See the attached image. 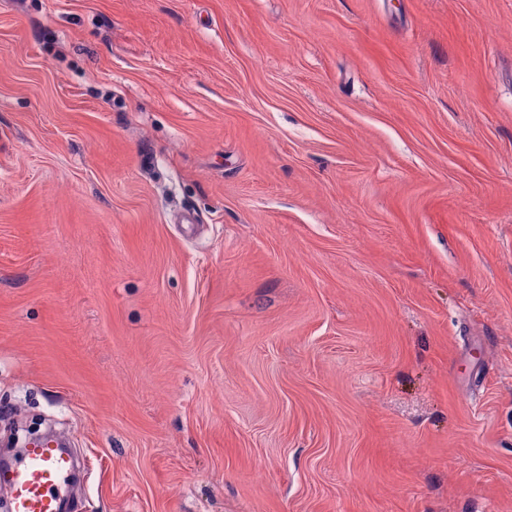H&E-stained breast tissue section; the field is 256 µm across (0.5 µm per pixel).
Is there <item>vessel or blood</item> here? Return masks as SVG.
<instances>
[{
  "label": "vessel or blood",
  "mask_w": 512,
  "mask_h": 512,
  "mask_svg": "<svg viewBox=\"0 0 512 512\" xmlns=\"http://www.w3.org/2000/svg\"><path fill=\"white\" fill-rule=\"evenodd\" d=\"M68 464V453L54 443L26 449L0 474V489L8 494L12 512H58Z\"/></svg>",
  "instance_id": "b4317fda"
}]
</instances>
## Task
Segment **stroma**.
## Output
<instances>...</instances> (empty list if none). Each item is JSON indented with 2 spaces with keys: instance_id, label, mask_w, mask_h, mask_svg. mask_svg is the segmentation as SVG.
<instances>
[{
  "instance_id": "1",
  "label": "stroma",
  "mask_w": 512,
  "mask_h": 512,
  "mask_svg": "<svg viewBox=\"0 0 512 512\" xmlns=\"http://www.w3.org/2000/svg\"><path fill=\"white\" fill-rule=\"evenodd\" d=\"M70 512H512V0H0V409Z\"/></svg>"
}]
</instances>
